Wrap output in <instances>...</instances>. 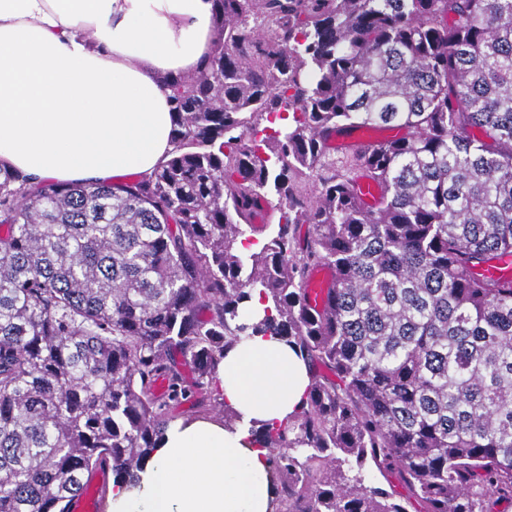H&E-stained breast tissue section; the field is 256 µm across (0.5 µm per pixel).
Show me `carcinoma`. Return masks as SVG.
<instances>
[{"instance_id":"cac0c4a2","label":"carcinoma","mask_w":512,"mask_h":512,"mask_svg":"<svg viewBox=\"0 0 512 512\" xmlns=\"http://www.w3.org/2000/svg\"><path fill=\"white\" fill-rule=\"evenodd\" d=\"M213 3L206 63L166 81L173 151L153 174L0 167V512H68L100 467L133 478L171 407L256 335L311 372L294 415L250 427L273 512L512 504V274H482L512 259V0ZM361 127L400 134L332 156ZM265 208L278 222L253 224ZM333 279L332 272L327 269H321L314 272L305 284L309 288L311 303L316 308H321L326 298V288Z\"/></svg>"}]
</instances>
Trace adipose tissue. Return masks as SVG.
<instances>
[{"instance_id": "ef3b65f1", "label": "adipose tissue", "mask_w": 512, "mask_h": 512, "mask_svg": "<svg viewBox=\"0 0 512 512\" xmlns=\"http://www.w3.org/2000/svg\"><path fill=\"white\" fill-rule=\"evenodd\" d=\"M212 0H0V164L61 183L152 174L173 149L166 78L200 70ZM243 419L178 420L109 512H271L267 452L248 421L279 423L306 398L304 362L251 336L216 373Z\"/></svg>"}]
</instances>
